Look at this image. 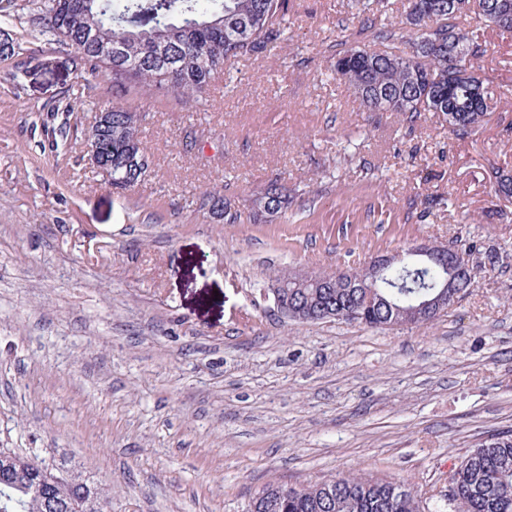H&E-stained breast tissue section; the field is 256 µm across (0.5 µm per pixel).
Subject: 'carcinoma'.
<instances>
[{"label":"carcinoma","mask_w":512,"mask_h":512,"mask_svg":"<svg viewBox=\"0 0 512 512\" xmlns=\"http://www.w3.org/2000/svg\"><path fill=\"white\" fill-rule=\"evenodd\" d=\"M287 0H85L77 16L63 18L56 0H38L45 32L71 44L83 55L89 72L112 73V87L122 95L132 87L143 91L165 89L183 103L198 100L224 65L266 52L281 39L286 24ZM362 5L374 38L389 40L394 33L378 21L387 14L390 0H355ZM512 16V0H409L406 22L432 26L415 40L413 55L379 53L364 48L336 52V77L348 84L366 108L378 100L377 111L394 112L412 124L418 114L434 112L458 135L482 128L491 108L512 93L493 84L476 61L486 52L485 32L496 26L488 6ZM94 35L119 44L124 53L108 62L86 42ZM98 112L112 115V187L127 190L150 170L151 161L140 140L141 115L111 100L98 102ZM495 194L512 197V171L491 167L488 174ZM212 209L234 224L240 220L231 201L209 195ZM288 189L272 181L253 201V217L273 219L288 210ZM443 266H394L385 279L371 287V266L357 270L359 288H316L333 281V273H313L301 288H277L280 307L288 319L318 322L328 312H343L341 320L372 328L430 322L457 303L474 285V277L459 276L460 287L440 306L419 313L426 296L437 292L432 284ZM31 458L8 452L0 459V512H50L48 504L68 496V512H110L108 495L79 473L73 484L54 477L64 464L44 466L32 474ZM449 512H512V431L492 433L467 454L449 475ZM249 512H420L415 494L403 484L342 475L308 486L270 483L250 504Z\"/></svg>","instance_id":"1"}]
</instances>
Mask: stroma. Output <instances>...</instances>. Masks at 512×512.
Returning <instances> with one entry per match:
<instances>
[{
	"label": "stroma",
	"mask_w": 512,
	"mask_h": 512,
	"mask_svg": "<svg viewBox=\"0 0 512 512\" xmlns=\"http://www.w3.org/2000/svg\"><path fill=\"white\" fill-rule=\"evenodd\" d=\"M0 58V449L68 463L112 512H247L269 483L342 474L404 482L448 512V476L512 430V98L468 136L366 111L330 62L381 51L350 0H288L270 50L215 76L196 106L165 91L143 113L150 173L119 192L77 119L111 96L14 0ZM481 68L512 84V33ZM273 179L292 203L252 201ZM217 192L241 215L203 204ZM428 240L469 250L476 283L432 322L370 328L282 320L287 268H359ZM288 189L277 180L270 182L253 201V217L271 221L288 210ZM269 219V220H266Z\"/></svg>",
	"instance_id": "35a3bbf8"
}]
</instances>
